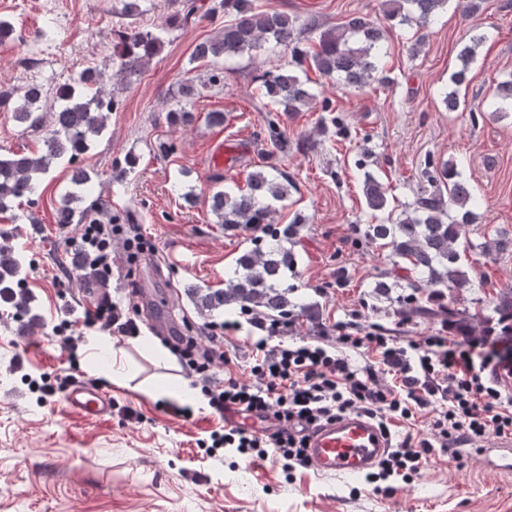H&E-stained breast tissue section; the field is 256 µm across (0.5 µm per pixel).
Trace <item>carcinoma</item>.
Here are the masks:
<instances>
[{"instance_id": "cac0c4a2", "label": "carcinoma", "mask_w": 512, "mask_h": 512, "mask_svg": "<svg viewBox=\"0 0 512 512\" xmlns=\"http://www.w3.org/2000/svg\"><path fill=\"white\" fill-rule=\"evenodd\" d=\"M178 9L165 17L159 32L127 27L117 32L120 59L116 73L90 66L76 78L49 89L44 84L30 82L0 89V112H9L25 132L41 135V147L29 152H12L0 156V214L13 211L22 202L34 204V194L41 177L54 164L65 160L70 164V182L75 191L57 210L58 224H88L110 210L109 200L95 187L88 170L78 164L90 144L107 128L110 112L118 106L115 90L130 85L141 75L142 68L162 50L161 33L176 26L224 13L232 20L213 37L197 43L192 59L216 62L244 52L258 51L269 45L290 54V60L274 72L263 74L261 96L285 112H297L309 104L314 95L305 88L295 69L310 61L323 76L337 78L351 87H361L376 79L383 69L382 41L386 22L415 24L419 33L413 50L419 51L426 34L420 30L435 24L448 0H387L385 13L372 19L353 15L340 28L324 31L312 51H304V34L314 25L284 11H255L253 0H168ZM484 39L471 38V44L458 54L461 65L450 75V86L442 91L448 109L460 106L459 88L467 80L469 65L474 61L475 47ZM220 78L213 74L204 82L197 77H185L177 82L174 93L176 107L170 109L167 120L171 125L188 126L195 121L186 104L199 98L207 84ZM494 105L496 110H512V78L498 83ZM433 189L422 191L412 204L397 216H387L386 224H366L362 238L369 244L389 248V262L395 267L413 271L416 279L406 284L414 293L427 291L432 299L455 296L474 287L462 270L461 235L465 225L476 220L475 210L480 200L471 187L454 170L444 166L432 179ZM293 183L288 174L272 167L248 174L246 188H216L208 196L209 209L216 223L232 230L251 224H272L275 204L288 199ZM363 196L368 210L386 209L387 189L373 174L363 179ZM304 219L295 216L290 224L269 233L266 246L254 245L236 260L233 277L224 287L193 288L188 291L195 309L202 316L226 308L251 306L269 314L286 312L292 306L288 289L280 282L294 267V253L286 243L297 235ZM21 258L11 246L0 245V302L15 310H29V300L19 287ZM496 319H488L483 333L502 336L512 341V290L502 292L494 300ZM435 315L448 316V328L460 336L473 333L471 318L454 308L442 307Z\"/></svg>"}]
</instances>
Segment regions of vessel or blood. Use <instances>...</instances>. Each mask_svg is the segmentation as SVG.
Here are the masks:
<instances>
[{
	"instance_id": "vessel-or-blood-1",
	"label": "vessel or blood",
	"mask_w": 512,
	"mask_h": 512,
	"mask_svg": "<svg viewBox=\"0 0 512 512\" xmlns=\"http://www.w3.org/2000/svg\"><path fill=\"white\" fill-rule=\"evenodd\" d=\"M66 407L86 419L112 412V399L85 384L74 385L65 395ZM391 442L372 418L362 413L342 415L309 433L307 452L312 469L321 475H359L373 468Z\"/></svg>"
}]
</instances>
